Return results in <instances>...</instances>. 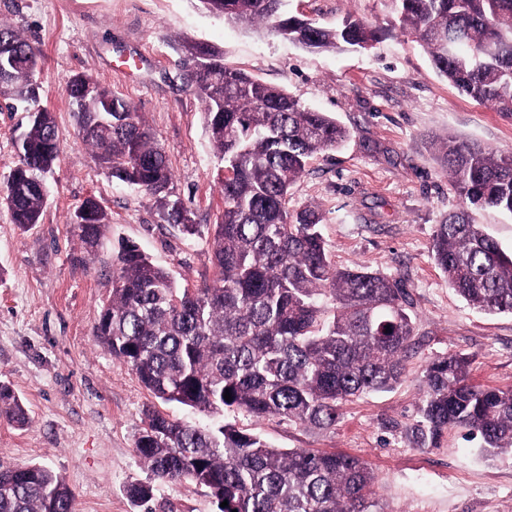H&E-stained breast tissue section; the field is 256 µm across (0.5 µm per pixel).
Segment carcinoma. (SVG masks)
<instances>
[{
	"mask_svg": "<svg viewBox=\"0 0 512 512\" xmlns=\"http://www.w3.org/2000/svg\"><path fill=\"white\" fill-rule=\"evenodd\" d=\"M230 24L263 23L311 50L366 49L377 32L347 20L327 29L282 11L283 0H199ZM402 31L416 35L437 71L473 100L512 116V0H395ZM20 68L0 71L6 108L28 113L18 161L3 192L11 223L40 221L39 187L60 153L53 112L39 87L23 83L21 64L39 54L0 23V42ZM209 67L188 70L204 103L206 132L223 164L224 210L211 242L216 277L180 288L136 244L121 242L112 263V297L95 330L156 398L202 413L244 412L329 430L351 397L398 384L412 349L411 302L400 280L338 269L328 257L314 209L288 210V191L309 160L340 146L350 132L283 90L224 65L209 44L185 47ZM65 92L78 133L111 177L155 197L164 222L195 236L200 225L176 194L163 148L128 101L96 81L71 77ZM112 112H99L103 104ZM444 163L461 208L437 226L432 256L471 307L512 313V252L480 225L472 209L512 216V155L448 138ZM90 217L72 225L86 252L102 246L106 211L88 198ZM470 359L450 353L425 370L420 443L449 427L466 430L495 459L512 458V390L473 384ZM231 393L227 401L224 393ZM0 419L28 423L22 401L0 386ZM135 452L159 482L193 481L209 489L218 512H379L375 476L357 457L306 448H274L231 424L203 428L155 409L144 412ZM153 485L127 489L136 505ZM0 512H73L64 477L44 466L0 465Z\"/></svg>",
	"mask_w": 512,
	"mask_h": 512,
	"instance_id": "1",
	"label": "carcinoma"
}]
</instances>
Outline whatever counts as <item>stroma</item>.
Listing matches in <instances>:
<instances>
[{"label": "stroma", "instance_id": "35a3bbf8", "mask_svg": "<svg viewBox=\"0 0 512 512\" xmlns=\"http://www.w3.org/2000/svg\"><path fill=\"white\" fill-rule=\"evenodd\" d=\"M289 14L334 27L360 20L379 37L366 50L317 52L267 28L232 25L199 0H0V20L41 51L40 103L56 116L62 143L47 176L39 224L20 230L0 205V385L29 414L19 428L0 420V464L61 473L74 512H135L126 491L153 483L135 453L142 412L152 406L199 425L208 415L156 399L94 330L112 296V246H140L183 286L213 280L209 239L224 209L218 159L182 47L209 43L227 65L279 87L349 129L340 147L313 158L293 183L288 208L316 209L331 261L402 280L415 315L407 374L392 390L346 402L335 428L311 430L275 417L225 413L278 448L339 451L376 476L382 512H512V458L485 459L461 428L420 445L412 433L424 399V370L464 353L472 382L512 388V314L472 309L434 263L436 227L459 206L440 143L453 137L512 152V116L477 103L439 75L417 38L399 28L392 0H284ZM138 69L115 72L129 56ZM85 74L128 100L152 128L176 193L201 236L165 223L153 197L108 176L78 136L66 79ZM107 212L108 245L88 254L72 232L85 199ZM152 512H217L208 488L153 483Z\"/></svg>", "mask_w": 512, "mask_h": 512}]
</instances>
